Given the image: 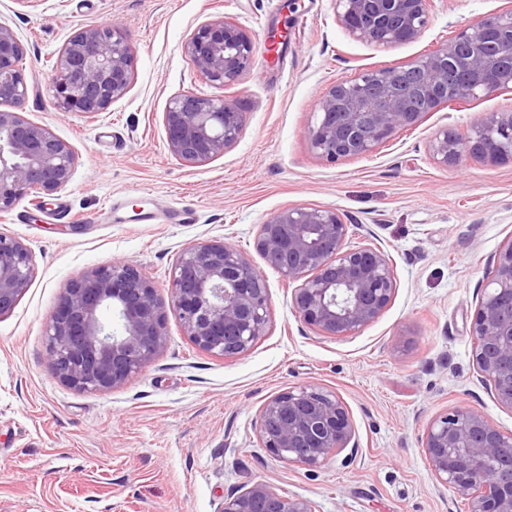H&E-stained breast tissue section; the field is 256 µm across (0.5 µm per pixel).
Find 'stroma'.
I'll use <instances>...</instances> for the list:
<instances>
[{"label":"stroma","instance_id":"obj_1","mask_svg":"<svg viewBox=\"0 0 512 512\" xmlns=\"http://www.w3.org/2000/svg\"><path fill=\"white\" fill-rule=\"evenodd\" d=\"M512 0H434L414 42L380 49L336 23L331 0H0V21L27 49L24 114L72 144L69 185L39 205L0 213V232L31 250L36 273L0 316V512H218L258 481L310 499L315 512H468L438 484L422 445L428 423L453 407L512 432L471 355L484 273L512 239V162L435 163L430 138L470 129L486 112H512V91L452 101L374 153L330 163L304 131L320 91L366 69L412 61ZM235 20L255 41L250 69L224 89L246 114L224 154L188 164L169 150L163 114L176 93H209L182 45L200 25ZM116 21L133 44L134 82L103 112H59L52 56L82 28ZM333 208L349 244L388 254L397 279L382 316L343 338L316 335L290 307L291 288L255 249L260 224L290 205ZM190 210L187 224L136 215ZM100 223H91V216ZM222 240L246 252L271 301L265 336L233 360L199 351L175 313L167 346L110 392L62 382L45 330L68 282L123 260L167 296L180 251ZM315 384L347 406L358 452L323 468L263 448L259 412L291 387Z\"/></svg>","mask_w":512,"mask_h":512}]
</instances>
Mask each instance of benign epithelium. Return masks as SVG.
I'll list each match as a JSON object with an SVG mask.
<instances>
[{
    "instance_id": "1",
    "label": "benign epithelium",
    "mask_w": 512,
    "mask_h": 512,
    "mask_svg": "<svg viewBox=\"0 0 512 512\" xmlns=\"http://www.w3.org/2000/svg\"><path fill=\"white\" fill-rule=\"evenodd\" d=\"M335 20L352 38L389 48L417 40L433 0H331ZM255 45L224 17L199 26L184 54L214 89L235 83L253 61ZM26 48L0 22V212L26 195L65 188L79 162L70 143L22 113L29 96ZM134 49L124 27L104 22L71 37L50 64L52 105L59 112L96 114L129 91ZM512 90V8L486 15L453 38L400 66L363 70L318 96L305 129L309 151L338 162L374 153L448 103ZM170 152L189 164L221 155L240 138L244 113L217 94L184 91L164 112ZM432 159L456 167L467 157L512 161V113L486 112L465 133L444 128L428 143ZM350 224L336 209L295 205L260 225L256 249L292 285L296 316L325 338L353 336L388 308L397 288L393 264L373 243L348 244ZM35 275L29 248L0 233V316L16 306ZM200 351L239 357L265 335L270 320L263 274L238 248L218 240L185 247L173 268L169 301L141 269L125 261L98 267L64 288L46 327L55 374L69 386L108 392L125 385L167 345L166 308ZM112 310L115 331L101 319ZM472 358L497 402L512 409V240L491 261L472 325ZM259 439L282 461L311 471L346 448L357 450L350 413L332 390L301 385L270 398L260 411ZM423 447L436 481L465 498L469 512H512V433L470 408L434 418ZM218 512H315L300 496L266 482L224 498Z\"/></svg>"
}]
</instances>
